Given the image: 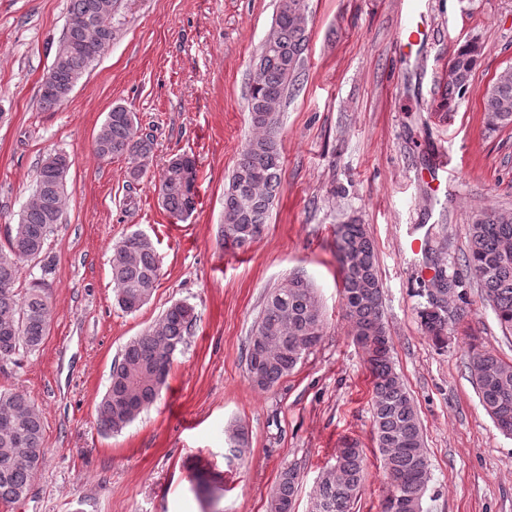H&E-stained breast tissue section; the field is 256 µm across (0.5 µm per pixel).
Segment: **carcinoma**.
Here are the masks:
<instances>
[{
    "instance_id": "obj_1",
    "label": "carcinoma",
    "mask_w": 512,
    "mask_h": 512,
    "mask_svg": "<svg viewBox=\"0 0 512 512\" xmlns=\"http://www.w3.org/2000/svg\"><path fill=\"white\" fill-rule=\"evenodd\" d=\"M121 0H70L64 35L69 51L56 46L50 71L59 83L80 80L93 62L81 45L99 35L100 48L115 34L113 20ZM308 0H279L272 25L273 46L262 48L261 72L249 89L248 112L252 135L242 149L224 190V246L241 249L259 238L270 218L282 171L277 133L280 114L292 94L308 49L306 15ZM95 20L91 31L82 23ZM477 46L465 45L449 60L452 76L448 95L467 90L477 62ZM485 123L497 130L512 125V71L502 73L483 95ZM102 159L124 157L130 175L138 178L153 162V138L140 132L133 112L115 106L94 140ZM197 180L196 160L177 155L160 175L156 191L162 207L183 219L195 210L196 193L185 188V177ZM35 185L37 201L24 208L11 234L8 249H0V362L19 363L20 357L39 349L50 321L51 301L47 279L53 261L44 256L45 242L54 226L62 223L66 187L56 184L44 166H39ZM340 264L344 318L354 339L362 343L373 377L372 419L380 461L387 477L382 512H422V499L429 481V464L414 401L390 356V340L383 319V294L377 271L374 243L363 224H339L334 233ZM512 211L481 210L472 217L465 267L477 279L483 298L492 307L503 332L512 334ZM34 262L41 275L20 294L14 288L22 263ZM112 282L120 308L133 312L153 295L160 276V261L153 241L133 232L112 249ZM439 287L429 299L445 304L419 311L425 333L436 343L448 339V293L452 284L444 270H436ZM197 319L186 303L168 306L158 325L130 340L112 366L109 387L96 407L99 427L119 432L159 398L175 353ZM323 316L309 281L292 276L266 297L250 336L246 363L247 379L262 391L272 389L292 372L306 351L322 336ZM468 369L482 404L498 428L512 435V362L491 350L473 345ZM235 458L246 455L248 440L242 430L228 437ZM44 423L30 397L22 391L0 392V501L12 502L28 491L43 456ZM366 478L363 449L355 442L336 450L335 463L316 481L310 512H353ZM300 472L295 467L281 471L269 501V512H291Z\"/></svg>"
}]
</instances>
